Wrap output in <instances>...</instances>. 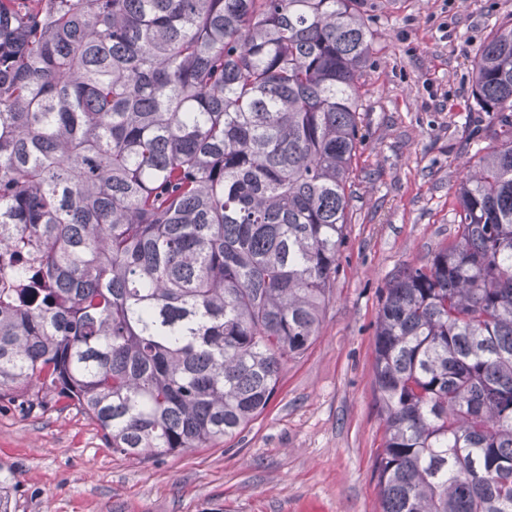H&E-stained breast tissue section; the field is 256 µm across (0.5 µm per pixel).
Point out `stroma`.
Wrapping results in <instances>:
<instances>
[{
    "label": "stroma",
    "mask_w": 512,
    "mask_h": 512,
    "mask_svg": "<svg viewBox=\"0 0 512 512\" xmlns=\"http://www.w3.org/2000/svg\"><path fill=\"white\" fill-rule=\"evenodd\" d=\"M363 72L352 199L317 337L239 434L149 461L113 452L77 410L0 405L12 512H381L373 389L382 294L456 235L467 169L500 143L473 103V60L512 0H360Z\"/></svg>",
    "instance_id": "35a3bbf8"
}]
</instances>
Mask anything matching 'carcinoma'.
Wrapping results in <instances>:
<instances>
[{"label":"carcinoma","instance_id":"carcinoma-1","mask_svg":"<svg viewBox=\"0 0 512 512\" xmlns=\"http://www.w3.org/2000/svg\"><path fill=\"white\" fill-rule=\"evenodd\" d=\"M373 32L358 0H0V400L138 460L231 438L317 336ZM456 240L387 284L382 512H512V20Z\"/></svg>","mask_w":512,"mask_h":512}]
</instances>
